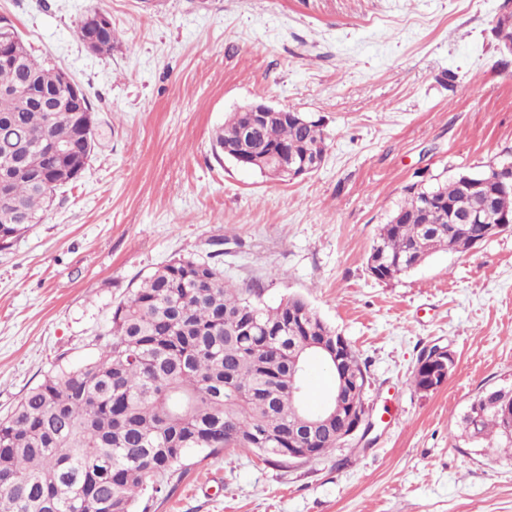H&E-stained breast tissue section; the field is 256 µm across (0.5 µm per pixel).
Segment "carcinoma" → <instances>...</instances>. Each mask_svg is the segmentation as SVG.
Segmentation results:
<instances>
[{
  "label": "carcinoma",
  "mask_w": 512,
  "mask_h": 512,
  "mask_svg": "<svg viewBox=\"0 0 512 512\" xmlns=\"http://www.w3.org/2000/svg\"><path fill=\"white\" fill-rule=\"evenodd\" d=\"M17 62L0 64V162L14 168L0 180V250L38 223L54 193L77 180L91 151L48 155V135H65L78 122L67 102L64 73L35 58L23 40ZM248 121L232 113L215 132L214 149L230 148L268 173L272 149L288 156H324L321 120L306 125L291 112L268 114L249 141ZM428 193L438 205H418ZM477 203L459 177L429 187L413 184L395 214L402 222L380 227L367 259L377 279L392 280L420 265L421 256L463 252L481 227L453 224ZM336 331L301 297L270 309L224 285L213 265L178 258L144 277L112 308L111 325L98 336L99 353L78 365L60 361L0 418V512H135L137 496L162 492L157 478L193 452L217 456L228 448L281 456L288 437L323 458L338 448L336 423L305 425V355ZM342 369L351 378L346 400L365 407L366 366L348 349ZM512 389L479 392L461 418V437L477 448L512 449V424L500 413Z\"/></svg>",
  "instance_id": "carcinoma-1"
}]
</instances>
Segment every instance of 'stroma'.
Here are the masks:
<instances>
[{
	"mask_svg": "<svg viewBox=\"0 0 512 512\" xmlns=\"http://www.w3.org/2000/svg\"><path fill=\"white\" fill-rule=\"evenodd\" d=\"M504 0H0L34 56L84 91L97 145L41 223L0 251V416L58 357L97 354L112 308L192 256L258 303L304 298L365 363L375 424L327 457H192L136 512H512V458L460 438L485 388L512 384V231L440 250L390 281L367 270L418 177L512 161ZM112 21L89 52L76 22ZM262 101L322 119L312 174L282 181L217 156L216 129ZM454 368L409 379L429 347Z\"/></svg>",
	"mask_w": 512,
	"mask_h": 512,
	"instance_id": "stroma-1",
	"label": "stroma"
}]
</instances>
